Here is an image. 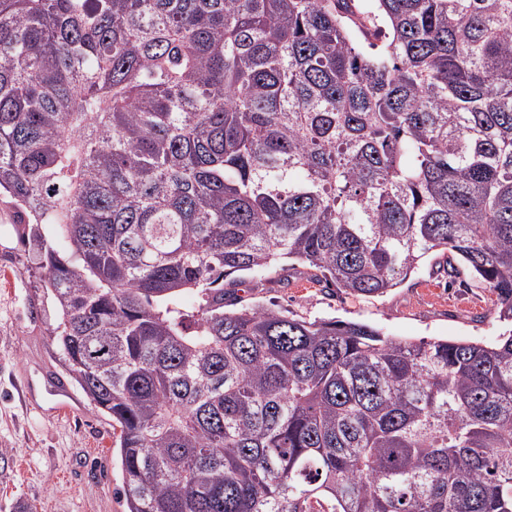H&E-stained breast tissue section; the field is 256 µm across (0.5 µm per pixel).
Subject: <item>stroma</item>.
<instances>
[{"mask_svg": "<svg viewBox=\"0 0 512 512\" xmlns=\"http://www.w3.org/2000/svg\"><path fill=\"white\" fill-rule=\"evenodd\" d=\"M298 262L224 281L225 309L263 305L296 317L361 321L395 340L495 342L504 324L491 294L459 260L429 255L396 288L375 296L317 281ZM54 303L28 269L8 208H0V512H124L108 416L71 378L48 328Z\"/></svg>", "mask_w": 512, "mask_h": 512, "instance_id": "obj_1", "label": "stroma"}]
</instances>
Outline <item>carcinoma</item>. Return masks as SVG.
Returning a JSON list of instances; mask_svg holds the SVG:
<instances>
[{
    "label": "carcinoma",
    "instance_id": "carcinoma-1",
    "mask_svg": "<svg viewBox=\"0 0 512 512\" xmlns=\"http://www.w3.org/2000/svg\"><path fill=\"white\" fill-rule=\"evenodd\" d=\"M0 204L125 512H512V333L224 310L446 251L512 323V0H0Z\"/></svg>",
    "mask_w": 512,
    "mask_h": 512
}]
</instances>
